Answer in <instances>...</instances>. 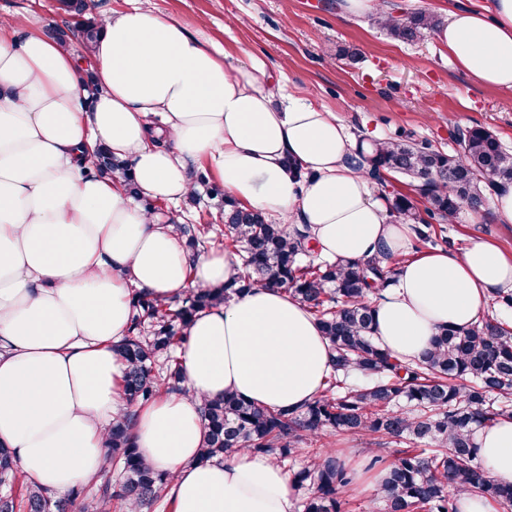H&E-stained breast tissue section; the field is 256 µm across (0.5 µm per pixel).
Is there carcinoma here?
Wrapping results in <instances>:
<instances>
[{
	"mask_svg": "<svg viewBox=\"0 0 512 512\" xmlns=\"http://www.w3.org/2000/svg\"><path fill=\"white\" fill-rule=\"evenodd\" d=\"M373 21L403 42H416L441 24L424 12L399 19L381 13ZM453 136L458 145L453 154L381 139L363 155L375 184H384L390 175L413 183L417 196L394 192L388 211L395 220L414 225L424 244L437 245L431 221H448L471 197H485L484 184H512V151L494 134L473 125L456 129ZM93 156L90 175H117L132 183L129 169L107 149L98 146ZM178 228L194 254L217 242L237 253L242 274L221 288H197L168 304L133 293L128 335L116 347L127 365L126 407L103 443L105 471L118 473L119 482L96 489L78 484L67 496L55 498L27 479L0 447V482L20 484L26 512H72L75 507L108 512L112 501L141 512L162 502L168 477L154 471L135 448L136 410L163 390L182 391L179 350L192 319L258 285L283 290L307 308L329 342L331 371L320 394L302 410L261 406L234 393L206 401L200 462L245 449L280 465L303 437L325 430L405 438L410 446L395 450L393 460L376 454L366 466L381 474L373 497L384 512H453L452 496L473 491L512 503V482L490 477L475 446L476 429L512 406L511 323L488 315L470 328L442 327L421 358L402 360L376 341L374 310L367 300L389 281L392 266L379 259L326 261L311 245L307 226L273 223L229 199L224 214ZM356 376L365 382L351 383ZM292 476L294 486L312 487L302 512H341V494L353 481L344 461L323 448L312 449L307 465Z\"/></svg>",
	"mask_w": 512,
	"mask_h": 512,
	"instance_id": "obj_1",
	"label": "carcinoma"
}]
</instances>
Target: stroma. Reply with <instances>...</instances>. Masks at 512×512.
I'll return each mask as SVG.
<instances>
[{
  "instance_id": "35a3bbf8",
  "label": "stroma",
  "mask_w": 512,
  "mask_h": 512,
  "mask_svg": "<svg viewBox=\"0 0 512 512\" xmlns=\"http://www.w3.org/2000/svg\"><path fill=\"white\" fill-rule=\"evenodd\" d=\"M88 19L133 5L177 19L213 42L229 62L265 63L282 94H306L333 113L354 139L399 138L454 151V127L481 125L512 148V92L481 84L462 69L436 39L406 44L374 25L371 16L344 14L341 0H88ZM388 12H418L448 18L478 9L488 0H382ZM16 14L44 29H67L69 14L59 0H0V15ZM221 201L207 194L158 205L164 222L199 223L218 212ZM450 248L465 249L484 239L512 256V224L498 223L492 209L468 210L444 224ZM288 459L293 472L308 462V449L327 448L342 460L359 463L370 450L391 455L399 443L375 447L361 436L307 438Z\"/></svg>"
}]
</instances>
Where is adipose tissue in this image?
<instances>
[{"label": "adipose tissue", "instance_id": "ef3b65f1", "mask_svg": "<svg viewBox=\"0 0 512 512\" xmlns=\"http://www.w3.org/2000/svg\"><path fill=\"white\" fill-rule=\"evenodd\" d=\"M82 54L14 15L0 16V446L60 493L103 472L104 435L123 408L132 293L169 302L238 275L230 251L192 255L175 225L132 204L192 194L209 161L224 193L284 224L308 225L322 258L395 260L370 301L376 334L421 356L440 327L478 323L512 291V258L474 240L415 251L390 220L345 127L303 95L274 103L265 65L227 63L181 21L133 7L101 15ZM437 38L483 85L512 91V0L455 11ZM89 65L96 88L79 81ZM126 161L132 184L87 175L95 147ZM184 389L137 411L133 441L168 475L175 512H293L292 478L238 451L197 462L203 402L234 391L260 405L305 407L330 370L303 305L256 287L199 314L180 351ZM489 476L512 481V419L475 434Z\"/></svg>", "mask_w": 512, "mask_h": 512}]
</instances>
